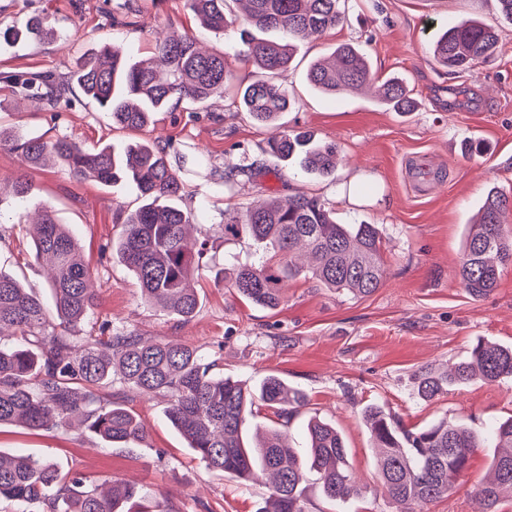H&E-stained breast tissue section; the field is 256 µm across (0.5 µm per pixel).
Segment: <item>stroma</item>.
<instances>
[{
  "label": "stroma",
  "mask_w": 512,
  "mask_h": 512,
  "mask_svg": "<svg viewBox=\"0 0 512 512\" xmlns=\"http://www.w3.org/2000/svg\"><path fill=\"white\" fill-rule=\"evenodd\" d=\"M117 2L0 0L1 30L36 15L49 16L52 23L51 33L37 44L0 38V72L64 75L105 42L136 62L151 57L159 34L174 32L229 58L234 83L253 79L254 67L234 57L241 47L237 0L226 4L230 24L220 35L201 26L185 0H134L138 13L131 26L113 23ZM343 8L342 24L321 38L297 42L293 63L280 77L294 100L281 119L283 129L306 131L337 147L336 171L328 179L269 174L235 196L214 184L210 168L244 160L268 163L264 149L275 133L254 123L229 95L202 105L182 101L172 111L156 113L143 130L127 131L113 128L107 112L80 88L50 109L15 97L0 83L1 134L65 137L88 147L147 141L171 154L204 152L205 166L182 173L179 201L196 215L193 237L207 241L217 257L194 274L201 299L194 318L177 321L145 305L135 277L112 250L120 212L140 204L134 186L78 180L56 165L27 170L8 149H0V184L10 185L23 174L33 190L24 201H0V269L49 297L29 221L38 209H51L77 238L93 274L92 327L177 339L218 357L225 375L254 383L275 374L302 389L309 404L285 428L290 445L306 447L311 416L332 422L367 486L348 503V512H395L376 478L370 435L360 419L364 406L379 403L417 427L446 418L480 431L512 416L511 382L477 379L432 400L417 392L421 370L465 359L477 342L512 346V268L479 299L468 295L457 277L466 227L488 189L512 188V22L500 15L496 0H345ZM476 18L498 26V48L470 72L448 74L433 61L431 41L448 20ZM341 43L359 45L368 54L376 81L401 77L416 109L392 111L371 90L335 100L316 92L306 80L309 64ZM419 169L429 184L423 195L415 181ZM297 191L324 200L340 220L376 225L386 278L374 294L357 298L300 277L289 281L277 308L266 309L225 284V251L244 257L253 245L246 238L224 242L217 228L224 210ZM109 393L145 422V441L109 446L82 428L33 433L6 424L0 426V450L47 457L66 472L147 485L173 512H256L268 496L262 483L238 485L193 459L165 418L163 398L133 393L118 382ZM492 454L489 448L475 449L454 489L422 505L421 512H479L477 491L490 472Z\"/></svg>",
  "instance_id": "stroma-1"
}]
</instances>
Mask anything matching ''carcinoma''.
Masks as SVG:
<instances>
[{"mask_svg": "<svg viewBox=\"0 0 512 512\" xmlns=\"http://www.w3.org/2000/svg\"><path fill=\"white\" fill-rule=\"evenodd\" d=\"M226 0H186L204 27L221 33L227 25ZM244 21L255 30L242 38L238 56L259 70L256 79L236 89L240 107L250 118L268 125L292 107L288 90L277 82L287 71L298 40L321 37L343 22L340 0H243ZM50 26L48 17L28 20L6 36L38 39ZM497 29L482 20L448 23L432 46V58L448 74L470 70L493 54ZM231 64L222 54H206L193 37H163L145 63L102 46L66 76L31 72L0 73L12 91L56 107L72 84L108 112L112 125L140 130L154 113L166 112L184 99L203 103L224 95ZM308 83L331 98L363 88L373 73L366 53L351 45L336 46L332 60H316L306 73ZM381 100L396 112L414 110L403 79H386ZM0 146L20 153L29 168L56 160L73 177L103 186L133 184L142 200L135 210L119 214L115 241L120 261L135 276L142 301L178 321H188L200 308L190 287L194 272L206 263V242H191L185 228L194 223L190 209L177 204L183 184L180 172L201 164L197 156H170L152 144L86 148L70 139L18 141L0 133ZM269 152L300 172L328 177L336 170V147L320 143L306 131L285 132L269 142ZM263 166L239 163L209 176L229 191L255 181ZM224 242L250 239L255 249L241 261L229 259V286L247 302L278 307L289 280L306 270L296 262L297 250L311 259L309 274L326 288L357 297L375 293L383 284L384 260L373 224L340 223L318 197L297 194L259 206L224 211ZM35 257L53 267L51 289L56 318L43 300L12 275L0 271V425L18 424L31 431L68 430L71 415L82 417L86 430L107 443L142 442L145 424L124 404L102 391L119 372L122 383L147 396L168 398L165 417L206 469L240 485L258 474L272 478L273 508L256 512H308L307 474L318 475L322 495L337 504L360 496L362 485L348 460L340 431L314 415L307 423L309 447L288 445L286 434L271 430L250 438L248 418L260 408L285 422L305 405L304 393L276 375L256 385L224 375L217 360L172 340L146 339L133 333L100 335L80 332L96 306L91 273L69 228L43 209L31 226ZM512 265V190L492 188L471 225L457 276L474 298L498 286L500 269ZM512 380V347L477 344L469 357L436 374L419 376V395L432 400L461 385ZM377 455V475L387 497L405 512L448 494L468 469L470 452L496 448L493 477L480 488L483 512H499L503 491L512 494V416L488 423L478 435L469 427L443 418L422 428L408 427L378 403L361 411ZM102 485L79 472L64 473L45 457L0 452V502L27 507L26 512H170L163 502L151 503L147 488L111 479Z\"/></svg>", "mask_w": 512, "mask_h": 512, "instance_id": "carcinoma-1", "label": "carcinoma"}]
</instances>
